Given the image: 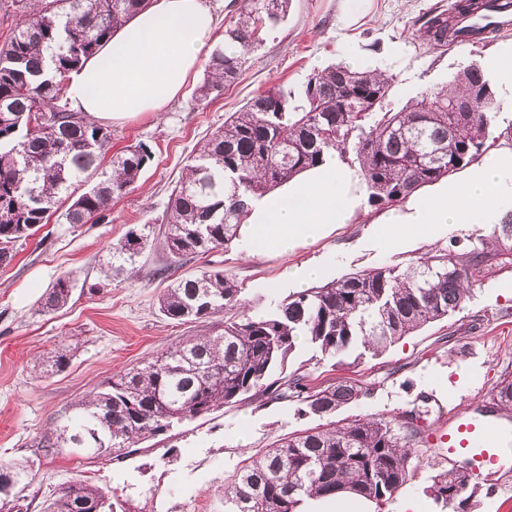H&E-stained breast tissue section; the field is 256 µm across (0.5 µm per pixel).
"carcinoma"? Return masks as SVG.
<instances>
[{"instance_id": "obj_1", "label": "carcinoma", "mask_w": 512, "mask_h": 512, "mask_svg": "<svg viewBox=\"0 0 512 512\" xmlns=\"http://www.w3.org/2000/svg\"><path fill=\"white\" fill-rule=\"evenodd\" d=\"M23 15L0 43V266L14 246L71 201L68 224L105 221L112 201L139 180L152 151L138 142L109 154L112 130L72 111L69 73L152 0H19ZM486 0H458L452 11L427 21L424 34L453 44L461 16H475ZM289 0H243L224 41L242 53L216 49L197 101L215 99L234 83L245 53L261 32L283 21ZM392 78L378 69L340 63L308 78L303 105L271 87L224 119L199 146L172 191L164 230L170 264L190 255L229 248L239 237L245 200L261 198L332 154H355L377 208L400 202L420 187L462 169L489 148L487 132L495 85L482 67L469 65L451 86L425 91L396 112L382 111ZM46 120L27 125L31 113ZM145 246L135 229L113 246L134 263ZM512 257V220L463 250L438 249L401 274L388 267L350 273L287 296L261 316L241 302L237 281L207 269L172 283L160 311L179 323L207 322L220 313L217 330L189 336L144 363L120 372L97 392L72 405L71 415L44 440L49 448L77 449L87 459L106 457L164 434L186 419L254 397L297 403V414L336 416L367 391L350 382L314 389L305 376L287 372L290 355L304 342L325 357L357 347L374 353L440 320L465 300L474 274ZM70 281L60 276L42 311L64 307ZM512 407V379L495 394ZM414 418L401 426L357 416L338 425L293 432L248 461L224 482L227 512H303L307 498L350 493L370 502L387 500L412 477ZM27 466L0 462V486L13 495L27 487ZM430 496L441 512H465L477 491L469 463L432 477ZM43 512H113L103 489L70 481L44 501Z\"/></svg>"}]
</instances>
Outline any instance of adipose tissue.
I'll return each instance as SVG.
<instances>
[{
	"mask_svg": "<svg viewBox=\"0 0 512 512\" xmlns=\"http://www.w3.org/2000/svg\"><path fill=\"white\" fill-rule=\"evenodd\" d=\"M218 42L216 20L202 0H154L70 75L71 110L95 120L123 121L160 113L176 99ZM359 166L331 156L271 194L251 200L240 232L249 254H285L364 214ZM512 217V143L502 142L402 206L373 216L386 247L434 234L447 224H501Z\"/></svg>",
	"mask_w": 512,
	"mask_h": 512,
	"instance_id": "adipose-tissue-1",
	"label": "adipose tissue"
}]
</instances>
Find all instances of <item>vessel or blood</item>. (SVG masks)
Returning a JSON list of instances; mask_svg holds the SVG:
<instances>
[{
    "instance_id": "obj_1",
    "label": "vessel or blood",
    "mask_w": 512,
    "mask_h": 512,
    "mask_svg": "<svg viewBox=\"0 0 512 512\" xmlns=\"http://www.w3.org/2000/svg\"><path fill=\"white\" fill-rule=\"evenodd\" d=\"M489 24L512 30V0H490L486 14L479 20L466 24L460 37L461 42L473 41L480 29ZM446 438V460H469L472 476L477 480L492 482L501 476L503 466L494 451L496 431L487 421L472 417L467 409H459L448 420Z\"/></svg>"
}]
</instances>
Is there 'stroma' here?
I'll return each mask as SVG.
<instances>
[{"label":"stroma","mask_w":512,"mask_h":512,"mask_svg":"<svg viewBox=\"0 0 512 512\" xmlns=\"http://www.w3.org/2000/svg\"><path fill=\"white\" fill-rule=\"evenodd\" d=\"M448 2L367 0L348 21L342 0H290L287 18L262 31L261 44L222 96L195 104L193 92L205 76L200 69L166 112L112 123L113 150L142 141L154 153L135 187L113 200L107 222L69 224L61 214L51 215L17 243L13 262L0 267V461L25 462L33 477L12 512H40L43 499L73 479L101 487L118 512H224V482L246 459L289 433L322 426L318 417L298 416L292 402L266 399L183 421L120 456L91 463L45 448L44 436L72 405L112 374L185 337L209 332V323L181 325L160 312L158 299L170 278L224 269L241 287L242 302L262 315L295 293L288 272L299 265L322 266L327 282L379 267L400 273L430 250L462 249L471 239L493 233L490 224H451L393 251L380 246L374 225L340 224L284 256H250L238 241L184 259L170 277L158 274L167 262L160 227L172 189L198 144L256 94L281 86L301 96L315 71L361 56L369 67L392 74L387 103L399 109L512 41L510 32L488 34L466 46L430 42L423 35L425 23L446 11ZM131 228L147 238L141 254L105 278L113 244ZM61 275L72 286L67 306L42 312V299ZM510 283L511 262L485 268L459 308L382 354L353 352L327 360L303 344L290 357L289 370L304 374L310 387L349 381L367 389V396L339 411V418L400 422L410 411H421L412 477L392 498L376 504L375 512H400L409 500L420 512H440L428 488L447 465L430 437L456 409L483 417L499 383L512 377V294L503 290ZM61 349L71 354L68 367L49 371Z\"/></svg>","instance_id":"stroma-1"}]
</instances>
